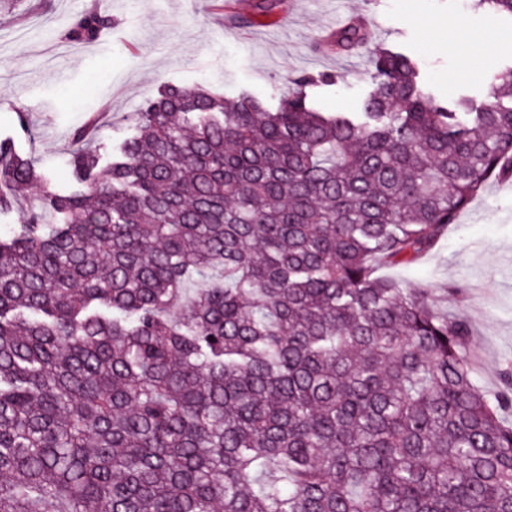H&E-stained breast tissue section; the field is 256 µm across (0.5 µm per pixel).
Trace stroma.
I'll return each instance as SVG.
<instances>
[{"label": "stroma", "mask_w": 512, "mask_h": 512, "mask_svg": "<svg viewBox=\"0 0 512 512\" xmlns=\"http://www.w3.org/2000/svg\"><path fill=\"white\" fill-rule=\"evenodd\" d=\"M91 0H16L0 13V140L34 160L56 189L76 182L69 165L74 129L102 117V161L131 134L134 112L166 83L203 84L226 98L247 91L276 106L290 79L332 75L308 91L324 112H355L372 88L367 50L323 54L319 39L353 16L373 38L414 57L435 96L483 99L488 78L512 66V50L486 52L481 36L512 43V19L476 12L469 0H287L283 10L229 23L235 10L253 14L255 0H100L110 26L89 42L64 39ZM462 22L466 55L440 44L448 22ZM380 274L409 288H429L472 329L476 383L492 394L512 365V179H491L447 237L419 261Z\"/></svg>", "instance_id": "stroma-1"}]
</instances>
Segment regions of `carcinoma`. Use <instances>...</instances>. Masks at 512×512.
<instances>
[{"instance_id":"cac0c4a2","label":"carcinoma","mask_w":512,"mask_h":512,"mask_svg":"<svg viewBox=\"0 0 512 512\" xmlns=\"http://www.w3.org/2000/svg\"><path fill=\"white\" fill-rule=\"evenodd\" d=\"M372 62L358 112L310 73L274 108L164 85L106 166L91 116L77 192L0 141V512H512V370L482 392L466 322L377 275L512 177V66L441 103Z\"/></svg>"}]
</instances>
